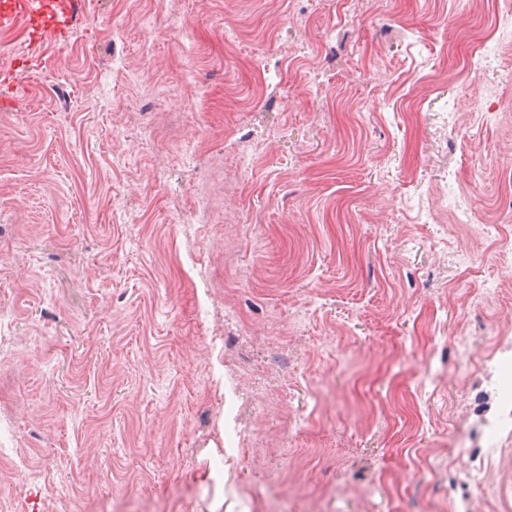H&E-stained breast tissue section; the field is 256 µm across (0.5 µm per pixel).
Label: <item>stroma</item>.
Segmentation results:
<instances>
[{
    "instance_id": "1",
    "label": "stroma",
    "mask_w": 512,
    "mask_h": 512,
    "mask_svg": "<svg viewBox=\"0 0 512 512\" xmlns=\"http://www.w3.org/2000/svg\"><path fill=\"white\" fill-rule=\"evenodd\" d=\"M506 73L505 0L0 27V512H494Z\"/></svg>"
}]
</instances>
